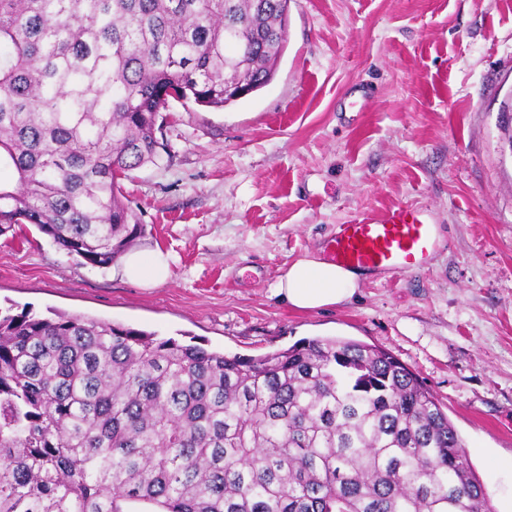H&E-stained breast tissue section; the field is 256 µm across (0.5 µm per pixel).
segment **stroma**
<instances>
[{"instance_id": "35a3bbf8", "label": "stroma", "mask_w": 512, "mask_h": 512, "mask_svg": "<svg viewBox=\"0 0 512 512\" xmlns=\"http://www.w3.org/2000/svg\"><path fill=\"white\" fill-rule=\"evenodd\" d=\"M512 0H291L273 81L221 109L172 103V156L123 182L167 282L78 264L30 224L0 237V310L83 315L230 355L338 337L386 351L439 402L494 512H512ZM405 204L438 229L427 267L349 302L275 296L337 225Z\"/></svg>"}]
</instances>
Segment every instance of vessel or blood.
<instances>
[{
	"label": "vessel or blood",
	"mask_w": 512,
	"mask_h": 512,
	"mask_svg": "<svg viewBox=\"0 0 512 512\" xmlns=\"http://www.w3.org/2000/svg\"><path fill=\"white\" fill-rule=\"evenodd\" d=\"M437 248L434 225L419 209L397 205L380 217L364 216L340 224L329 243L337 264L371 271L425 267Z\"/></svg>",
	"instance_id": "vessel-or-blood-1"
}]
</instances>
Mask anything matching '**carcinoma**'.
Masks as SVG:
<instances>
[{
  "mask_svg": "<svg viewBox=\"0 0 512 512\" xmlns=\"http://www.w3.org/2000/svg\"><path fill=\"white\" fill-rule=\"evenodd\" d=\"M290 0H0V236L112 265L120 180L170 103L275 77ZM0 512H493L465 443L389 353L228 356L79 315L0 313Z\"/></svg>",
  "mask_w": 512,
  "mask_h": 512,
  "instance_id": "cac0c4a2",
  "label": "carcinoma"
}]
</instances>
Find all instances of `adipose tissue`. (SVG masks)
Instances as JSON below:
<instances>
[{"mask_svg":"<svg viewBox=\"0 0 512 512\" xmlns=\"http://www.w3.org/2000/svg\"><path fill=\"white\" fill-rule=\"evenodd\" d=\"M123 274L132 282L157 285L169 277V260L162 252H135L123 263ZM364 272L345 268L320 256L293 261L279 278L275 291L281 300L299 310H317L348 302L364 279Z\"/></svg>","mask_w":512,"mask_h":512,"instance_id":"adipose-tissue-1","label":"adipose tissue"}]
</instances>
